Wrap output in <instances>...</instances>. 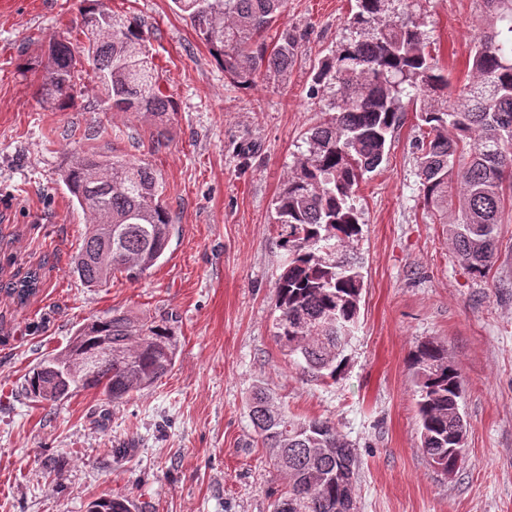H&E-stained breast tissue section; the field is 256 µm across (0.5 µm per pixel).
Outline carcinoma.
Here are the masks:
<instances>
[{"instance_id": "carcinoma-1", "label": "carcinoma", "mask_w": 512, "mask_h": 512, "mask_svg": "<svg viewBox=\"0 0 512 512\" xmlns=\"http://www.w3.org/2000/svg\"><path fill=\"white\" fill-rule=\"evenodd\" d=\"M232 83L250 86L264 74L285 76L299 48L288 28L268 49L264 34L285 0H172ZM404 0H356L355 38L326 59L315 88L336 87L334 115L306 132L307 153L296 161L275 201L286 256L276 284L274 338L284 355L315 379H336L346 363L348 336L358 325L364 277L347 257L362 234L356 190L378 168L406 112L413 89L417 175L423 205L439 216L452 186L460 188L448 236L474 279H484L496 255L498 226L512 198V0H484L489 31L470 58L471 79L448 103L450 82L419 24L395 13ZM79 33L88 43L53 39L44 64L45 102L69 109L77 97L81 58L102 86L110 109L150 117L157 137L177 112L158 85V71L139 19L104 0H82ZM71 200L89 221L73 272L101 286L115 272L147 274L176 232L163 200L165 186L149 164L85 153L62 174ZM40 269L1 285L18 303L40 287ZM175 336L168 320L141 322L108 311L82 325L69 345L25 376V391L54 404L86 389L111 402L158 383L174 367ZM413 370L421 448L439 470L456 464L467 421L460 411L463 379L434 341L417 346ZM249 418L270 449L286 491L273 512H357L358 460L353 445L328 420L294 419L257 388ZM90 512H131L121 497H100Z\"/></svg>"}]
</instances>
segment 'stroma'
<instances>
[{"instance_id":"1","label":"stroma","mask_w":512,"mask_h":512,"mask_svg":"<svg viewBox=\"0 0 512 512\" xmlns=\"http://www.w3.org/2000/svg\"><path fill=\"white\" fill-rule=\"evenodd\" d=\"M107 4L140 18L177 103L162 144L144 117L108 110L90 69L71 108L42 103L40 62L50 38L78 39L81 0H0V235L18 267L43 274L26 304L0 293V512H88L101 496L136 512H272L285 484L248 417L259 386L353 444L359 512H512V203L489 277L475 281L422 206L414 112L359 186L366 288L343 372L313 380L273 338L284 263L274 200L307 129L330 117L332 95L313 92V76L352 36L354 0H286L278 24L300 34L298 57L283 79L249 88L230 82L172 0ZM412 16L460 89L488 27L483 0H416ZM87 152L143 160L164 180L177 232L138 280L117 273L90 288L70 270L87 223L61 176ZM110 310L168 318L172 372L119 403L94 389L51 406L27 397L29 369ZM429 339L463 378L466 450L451 475L421 448L409 358Z\"/></svg>"}]
</instances>
